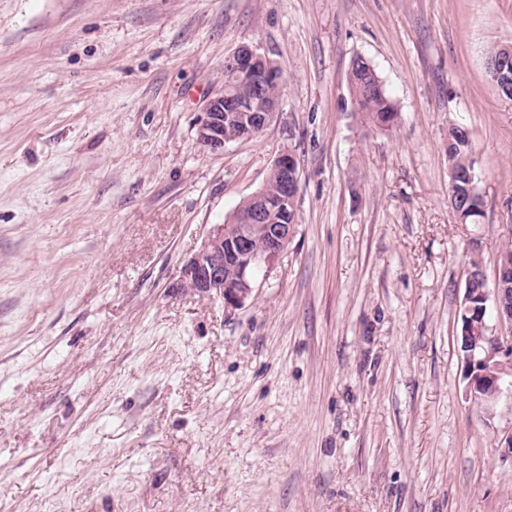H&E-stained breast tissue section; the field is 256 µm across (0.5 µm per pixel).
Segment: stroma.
I'll list each match as a JSON object with an SVG mask.
<instances>
[{
  "label": "stroma",
  "instance_id": "obj_1",
  "mask_svg": "<svg viewBox=\"0 0 512 512\" xmlns=\"http://www.w3.org/2000/svg\"><path fill=\"white\" fill-rule=\"evenodd\" d=\"M507 43L512 0H0V512H512V398L469 397L455 340L470 255L512 243ZM242 46L279 105L210 152ZM358 56L391 130L353 110ZM284 152L295 232L253 297L180 288ZM488 69L499 91L512 89V44L497 46L490 54ZM465 128L467 131H464ZM474 153V142L471 132L466 127L448 129V189L451 180L457 183L453 191H462L458 200H461V216L465 218L466 224H477L484 216L485 202L475 192L468 195L465 188L467 183L466 164L473 163L471 156ZM455 173L452 177L450 172Z\"/></svg>",
  "mask_w": 512,
  "mask_h": 512
}]
</instances>
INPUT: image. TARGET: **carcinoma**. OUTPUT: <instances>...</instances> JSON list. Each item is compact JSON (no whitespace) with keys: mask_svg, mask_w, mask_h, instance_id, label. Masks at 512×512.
Masks as SVG:
<instances>
[{"mask_svg":"<svg viewBox=\"0 0 512 512\" xmlns=\"http://www.w3.org/2000/svg\"><path fill=\"white\" fill-rule=\"evenodd\" d=\"M349 82L355 97V112L364 124L378 130H388L395 126L398 118L397 108L387 96L383 83L375 69L363 59L351 62ZM474 142L470 131L463 128L448 129V171L454 173L453 180L457 190L461 191V216L467 224H477L484 216V199L477 194H468L466 165L471 163Z\"/></svg>","mask_w":512,"mask_h":512,"instance_id":"cac0c4a2","label":"carcinoma"}]
</instances>
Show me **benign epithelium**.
Segmentation results:
<instances>
[{
    "label": "benign epithelium",
    "mask_w": 512,
    "mask_h": 512,
    "mask_svg": "<svg viewBox=\"0 0 512 512\" xmlns=\"http://www.w3.org/2000/svg\"><path fill=\"white\" fill-rule=\"evenodd\" d=\"M230 78L250 84L251 93L240 97L221 91L209 98L198 128V143L221 151L233 141L249 140L264 130L275 116L280 97L269 93L281 84V68L248 47L228 57ZM488 69L498 89L512 88V44L495 48ZM272 169L276 188L269 182L247 198L232 222L214 224L197 251L180 271V286L205 298H217L238 307L255 290L257 272L269 269L288 248L295 225L286 222L294 204L298 175L294 158L280 155ZM466 270V279L473 276ZM485 287L464 291L460 312L463 324L456 334L466 391L473 399L491 405L503 395L512 397V342L496 334L490 320L512 329V275L494 262L492 273L481 267L477 274Z\"/></svg>",
    "instance_id": "obj_1"
}]
</instances>
